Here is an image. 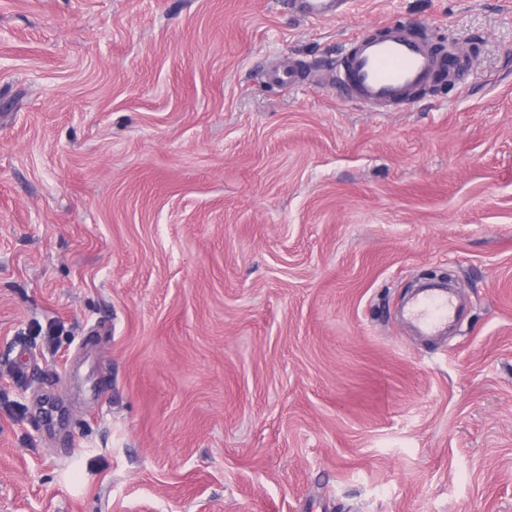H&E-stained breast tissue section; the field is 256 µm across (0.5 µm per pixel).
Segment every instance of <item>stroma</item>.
<instances>
[{
    "mask_svg": "<svg viewBox=\"0 0 512 512\" xmlns=\"http://www.w3.org/2000/svg\"><path fill=\"white\" fill-rule=\"evenodd\" d=\"M0 512H512V0H0ZM303 16L317 19L320 17L338 16L345 12L348 0H295ZM442 64L403 23L383 37L357 39L336 66V77L351 99L372 108L391 106L428 86ZM410 306L409 316L417 327L427 334H437L448 326L452 304L448 295L430 290Z\"/></svg>",
    "mask_w": 512,
    "mask_h": 512,
    "instance_id": "35a3bbf8",
    "label": "stroma"
}]
</instances>
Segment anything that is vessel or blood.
I'll use <instances>...</instances> for the list:
<instances>
[{
    "label": "vessel or blood",
    "mask_w": 512,
    "mask_h": 512,
    "mask_svg": "<svg viewBox=\"0 0 512 512\" xmlns=\"http://www.w3.org/2000/svg\"><path fill=\"white\" fill-rule=\"evenodd\" d=\"M304 17L317 19L345 12L349 0H297ZM442 65L425 40L416 39L410 24L392 27L384 36L355 41L336 67V77L351 99L382 107L410 100L428 86ZM452 304L447 294L428 292L411 305L409 316L428 334L448 325Z\"/></svg>",
    "instance_id": "obj_1"
}]
</instances>
